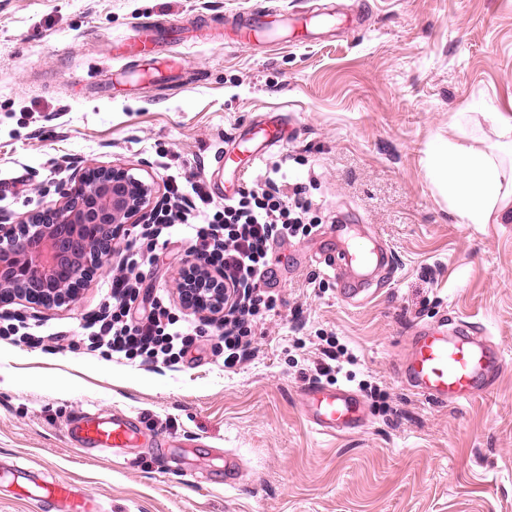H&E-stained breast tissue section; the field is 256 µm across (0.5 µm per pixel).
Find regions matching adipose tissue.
Listing matches in <instances>:
<instances>
[{
	"instance_id": "ef3b65f1",
	"label": "adipose tissue",
	"mask_w": 512,
	"mask_h": 512,
	"mask_svg": "<svg viewBox=\"0 0 512 512\" xmlns=\"http://www.w3.org/2000/svg\"><path fill=\"white\" fill-rule=\"evenodd\" d=\"M450 130L427 145V178L462 223L512 220V113L457 112Z\"/></svg>"
}]
</instances>
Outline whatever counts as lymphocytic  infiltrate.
<instances>
[{
	"instance_id": "1",
	"label": "lymphocytic infiltrate",
	"mask_w": 512,
	"mask_h": 512,
	"mask_svg": "<svg viewBox=\"0 0 512 512\" xmlns=\"http://www.w3.org/2000/svg\"><path fill=\"white\" fill-rule=\"evenodd\" d=\"M168 193L170 206L160 209L156 223L143 226L139 238L127 243L128 271L113 276L108 305L96 320L91 340L110 356L168 366L182 362L201 336L200 327L158 300L150 303L148 312L133 311L146 255L179 236L189 241L191 251L224 288L226 313L217 337L225 367H234L247 359L256 326L277 306L275 293L259 288L272 277L274 244L309 236L314 226L304 222L272 178L264 186L239 190L220 207L201 182L185 184L173 178Z\"/></svg>"
}]
</instances>
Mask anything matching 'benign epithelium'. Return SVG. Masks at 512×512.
Returning a JSON list of instances; mask_svg holds the SVG:
<instances>
[{"label":"benign epithelium","instance_id":"benign-epithelium-1","mask_svg":"<svg viewBox=\"0 0 512 512\" xmlns=\"http://www.w3.org/2000/svg\"><path fill=\"white\" fill-rule=\"evenodd\" d=\"M61 200L5 227L0 217V305L16 300L61 306L74 300L91 274L104 271V257L116 248L129 220L145 213L154 187L125 165L91 163L66 180ZM52 214L46 222L45 212ZM198 310L212 314L224 304V290L197 294Z\"/></svg>","mask_w":512,"mask_h":512}]
</instances>
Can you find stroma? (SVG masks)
I'll list each match as a JSON object with an SVG mask.
<instances>
[{
    "label": "stroma",
    "instance_id": "1",
    "mask_svg": "<svg viewBox=\"0 0 512 512\" xmlns=\"http://www.w3.org/2000/svg\"><path fill=\"white\" fill-rule=\"evenodd\" d=\"M237 13L275 21L276 38L240 42ZM153 27L170 31L157 58L179 67L147 83V60L112 47ZM493 107L512 110V0H0V213L58 200L87 160L137 165L159 200L172 176L215 181L223 196L234 185L211 174L215 152L276 112L285 140L245 181L281 169L318 222L275 247L277 307L231 369L208 333L176 366L88 351L82 318L104 304L120 250L71 303L1 309L49 340L0 341V382L12 381L0 385V512H33L20 472L76 485L100 512H512V363L459 406L401 379L415 328L455 316L512 351V223H460L422 166L453 113ZM340 220L394 261L351 300L313 257ZM192 260L167 244L144 290L183 312L177 282ZM331 340L348 354L324 382L356 389L367 412L343 437L312 432L299 399ZM87 410L141 415L198 451L164 458L147 437L78 449L67 423ZM228 450L242 464L232 488Z\"/></svg>",
    "mask_w": 512,
    "mask_h": 512
}]
</instances>
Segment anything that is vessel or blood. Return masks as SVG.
<instances>
[{
    "label": "vessel or blood",
    "instance_id": "b4317fda",
    "mask_svg": "<svg viewBox=\"0 0 512 512\" xmlns=\"http://www.w3.org/2000/svg\"><path fill=\"white\" fill-rule=\"evenodd\" d=\"M158 41V34L146 29L132 41L116 43L114 54L119 58L150 56ZM283 132V122L277 116L259 125L258 144L249 151V167H256L265 152L280 143ZM336 233L339 237L336 249L325 256L331 271L388 261L387 253L379 251L370 239L356 235L351 225H337ZM505 360L503 349L483 337L478 328L462 321L450 331L419 330L412 340L403 375L407 387L425 400L459 405L488 390ZM301 394L306 420L316 434L343 436L364 424L361 402L351 389L314 381L306 384ZM143 429L140 417L127 414L105 417L84 411L68 423L70 439L88 450L131 447L138 442ZM22 495L40 506L53 503L58 512H97L93 499L69 483L28 486Z\"/></svg>",
    "mask_w": 512,
    "mask_h": 512
}]
</instances>
